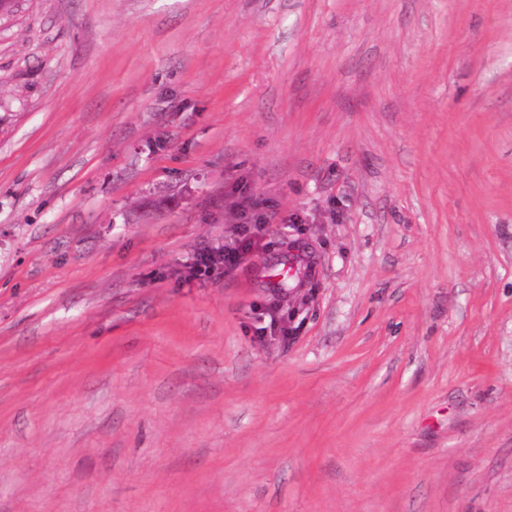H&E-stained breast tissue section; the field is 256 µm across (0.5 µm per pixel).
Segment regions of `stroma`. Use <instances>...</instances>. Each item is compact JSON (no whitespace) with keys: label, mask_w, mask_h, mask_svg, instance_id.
Instances as JSON below:
<instances>
[{"label":"stroma","mask_w":512,"mask_h":512,"mask_svg":"<svg viewBox=\"0 0 512 512\" xmlns=\"http://www.w3.org/2000/svg\"><path fill=\"white\" fill-rule=\"evenodd\" d=\"M0 512H512V0L1 9ZM241 209V236L223 249L211 248L200 252L195 259L192 272L197 275H209L215 268L223 266L224 273L234 270L242 261L245 254L254 246V239L264 230L265 224H272L275 214L258 211L259 204L242 201L238 204Z\"/></svg>","instance_id":"obj_1"}]
</instances>
